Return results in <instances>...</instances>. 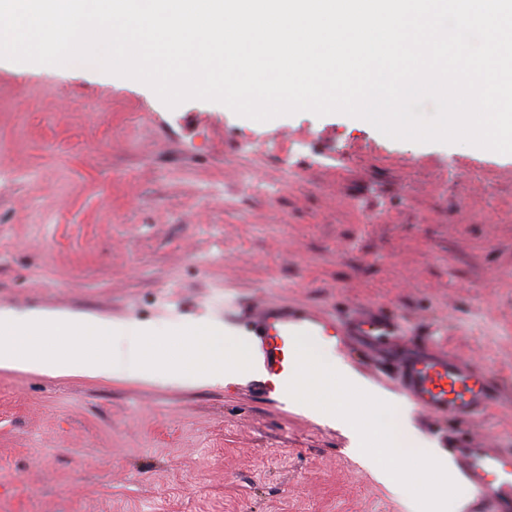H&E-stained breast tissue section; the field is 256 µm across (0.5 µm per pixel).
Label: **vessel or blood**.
<instances>
[{
	"label": "vessel or blood",
	"mask_w": 512,
	"mask_h": 512,
	"mask_svg": "<svg viewBox=\"0 0 512 512\" xmlns=\"http://www.w3.org/2000/svg\"><path fill=\"white\" fill-rule=\"evenodd\" d=\"M253 348L266 374L265 396L287 391L297 364L294 335L305 332L316 345L343 350L357 345L389 363L400 390L420 414L447 417L460 427L448 454L490 512H512V449L485 448L465 428L492 405L496 388L488 371L436 341H411L399 315L382 305H353L332 317L318 310L264 302L253 312Z\"/></svg>",
	"instance_id": "b4317fda"
}]
</instances>
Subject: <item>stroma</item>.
<instances>
[{
    "instance_id": "35a3bbf8",
    "label": "stroma",
    "mask_w": 512,
    "mask_h": 512,
    "mask_svg": "<svg viewBox=\"0 0 512 512\" xmlns=\"http://www.w3.org/2000/svg\"><path fill=\"white\" fill-rule=\"evenodd\" d=\"M246 138L282 149L243 156ZM263 300L382 304L436 333L501 391L469 435L512 448V155L0 58V309L242 333ZM412 510L341 428L248 379L0 368V512Z\"/></svg>"
}]
</instances>
